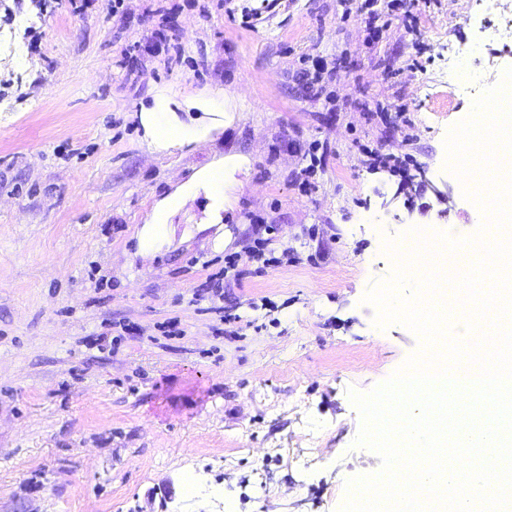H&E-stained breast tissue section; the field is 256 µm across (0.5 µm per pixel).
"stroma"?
Here are the masks:
<instances>
[{"label": "stroma", "instance_id": "obj_1", "mask_svg": "<svg viewBox=\"0 0 512 512\" xmlns=\"http://www.w3.org/2000/svg\"><path fill=\"white\" fill-rule=\"evenodd\" d=\"M415 14L379 38L342 0H0V512H338L379 472L349 392L420 340L364 297L387 241L482 231L445 141L512 66L475 0ZM153 106L199 138L150 148ZM218 163L231 200L196 189L142 255L155 204ZM261 237L293 263L198 297Z\"/></svg>", "mask_w": 512, "mask_h": 512}]
</instances>
